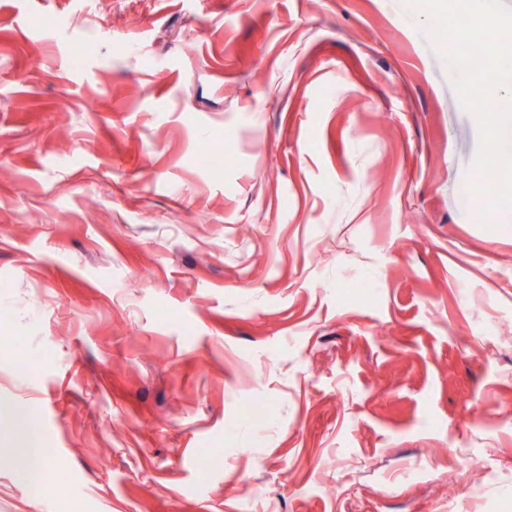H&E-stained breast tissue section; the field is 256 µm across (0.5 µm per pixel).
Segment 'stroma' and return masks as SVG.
Here are the masks:
<instances>
[{
	"label": "stroma",
	"instance_id": "obj_1",
	"mask_svg": "<svg viewBox=\"0 0 512 512\" xmlns=\"http://www.w3.org/2000/svg\"><path fill=\"white\" fill-rule=\"evenodd\" d=\"M406 0H0V512H512V213Z\"/></svg>",
	"mask_w": 512,
	"mask_h": 512
}]
</instances>
